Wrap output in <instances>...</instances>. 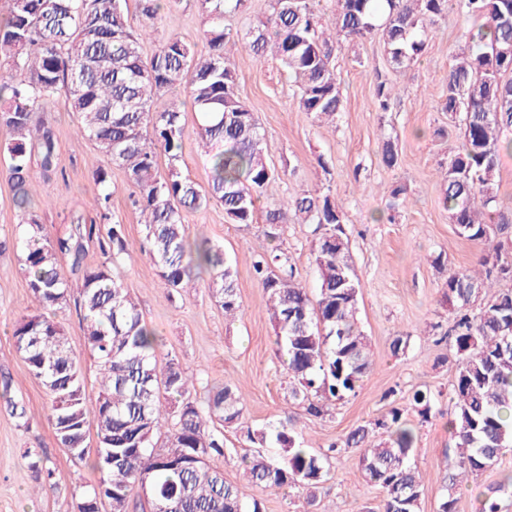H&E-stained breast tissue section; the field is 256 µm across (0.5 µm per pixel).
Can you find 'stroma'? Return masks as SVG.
I'll return each instance as SVG.
<instances>
[{
  "mask_svg": "<svg viewBox=\"0 0 512 512\" xmlns=\"http://www.w3.org/2000/svg\"><path fill=\"white\" fill-rule=\"evenodd\" d=\"M472 20L449 12L435 28L424 55L408 69L393 67L379 35L351 43L339 42L335 64L343 110L331 126H320L293 107V87L277 62H261L235 47L226 52L235 64L239 93L255 113L264 132L269 160L281 181L270 205L283 206L296 195L331 191L344 206L346 232L360 282L358 318L371 342L373 368L355 395L313 418L288 401L289 376L280 362L275 336L265 313L267 295L252 275L256 252L270 248L264 224H230L221 204L189 213V239L207 238L221 245L238 272L242 312L235 319L208 289V276L194 287L174 293L166 288L158 269L143 251L139 215L131 205L133 192L123 170L77 134V121L57 94L36 115L56 138L55 168L43 172L39 154H32L30 170L36 185L35 208L49 240L67 235L74 224L96 216L93 198L96 169L107 170L112 186V216L125 227L129 258L117 260L113 271L139 304L144 320L158 334L160 359H175L197 380V391L229 383L243 394L244 429L224 431V453L213 460L227 481L245 499L261 500L264 512H362L377 507L380 491L366 481L353 449L344 447L349 431L375 422L391 408L406 410L418 440L412 460L421 473L420 512H436L445 492L444 451L453 447L446 422L453 410L448 398L458 355L454 340L438 341L435 325H447L448 301L442 284L449 271L474 269L484 252L479 242L460 238L441 205L443 183L439 164L449 149L459 146L458 130L441 110V96L460 28ZM205 27L197 0H181L161 12L144 45L152 51L170 36L205 49ZM395 85L398 97L392 111L376 107L379 83ZM176 99L187 129L178 167L184 175L206 183L205 158L194 133L196 115L186 93ZM447 137H438V130ZM392 139L399 164L382 162L384 139ZM405 186L399 202H392L394 186ZM18 223L10 186L0 175V512H78L85 494L98 479L90 460L73 458L57 442L49 422L50 404L43 388L29 375L16 352L13 329L21 316L36 313L38 304L10 249ZM279 244L288 253L297 280L316 293L317 276L311 266L313 225L293 217L279 230ZM70 345L80 355L87 403H95L99 383L90 358L81 319L75 307L57 313ZM407 347L392 355L395 337ZM433 393L429 417L412 409L416 390ZM25 407L29 424H22L13 405ZM292 415L296 438L315 453H329L327 475L315 507L304 492L288 487L262 488L243 475L242 458L253 445L246 429L259 430ZM54 470L45 479L36 461ZM512 472V451L498 464L469 477L456 491L457 512H478L483 498L498 500L502 512H512V484L502 475Z\"/></svg>",
  "mask_w": 512,
  "mask_h": 512,
  "instance_id": "35a3bbf8",
  "label": "stroma"
}]
</instances>
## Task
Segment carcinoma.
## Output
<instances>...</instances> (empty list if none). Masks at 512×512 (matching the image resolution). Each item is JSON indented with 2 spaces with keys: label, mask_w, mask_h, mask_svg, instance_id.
<instances>
[{
  "label": "carcinoma",
  "mask_w": 512,
  "mask_h": 512,
  "mask_svg": "<svg viewBox=\"0 0 512 512\" xmlns=\"http://www.w3.org/2000/svg\"><path fill=\"white\" fill-rule=\"evenodd\" d=\"M205 16L208 53L173 37L144 55L142 35L129 23L127 0H10L0 23V150L21 231L13 243L28 286L39 306L55 312L78 305L91 356L98 367L100 393L94 407L85 397L80 357L58 322L42 313L21 317L14 347L50 401L49 419L59 444L87 454L95 431L97 483L84 500L106 498L110 512H129L131 495L149 474L151 512H262L261 503L243 501L236 485L209 459L224 455V428L237 424L243 397L226 383L200 399L173 359L161 361L156 337L137 303L108 263L84 267L85 243L95 241L111 259L127 254L124 225L110 223L112 188L107 172L96 173V208L101 223L76 224L51 243L43 234L34 198L30 157L37 149L50 171L57 144L35 112L59 90L77 118L78 135L92 142L122 169L138 198L144 252L167 288L180 292L197 272L209 275V290L227 318L241 309L237 271L222 247L204 238L187 240L185 212L218 201L231 224H255L257 216L276 230L288 211L316 225L311 259L318 276L315 295L295 279L279 246L254 256L252 270L268 295L283 366L292 379L288 398L306 415L319 418L329 406L356 393L372 369L370 341L359 326V279L346 235L345 212L329 193H304L284 208L259 211L280 175L267 158L265 133L238 94L235 64L224 53L238 44L256 60L272 58L287 71L297 110L318 124H331L341 111L336 77V43L357 42L378 32L390 62L408 68L422 57L438 22L450 11L484 22L461 34L452 55L441 110L458 122L461 145L440 163L443 206L456 234L469 241L512 236V211L497 209L502 152L512 153V0H335L332 17L322 20L320 0H268V15L247 30L225 23L245 0H197ZM143 29L153 27L162 6L180 0H139ZM186 92L200 121L196 131L207 156V187L183 176L177 162L185 139L183 113L162 97ZM167 157L165 170L159 155ZM69 259L65 271L60 257ZM484 273L457 270L443 288L452 307L447 336L459 354L448 430L455 451L445 452L451 470L448 494L439 512H455L458 480L497 463L512 448V289L491 297L494 281H512V254L497 244L482 255ZM413 405L426 418L429 391L414 392ZM288 415L272 426L279 451L260 449L243 456L251 482L265 488H294L316 503L327 473L328 455L296 440ZM370 429L350 431L344 447L358 451L365 478L382 500L366 512H419L422 483L410 463L417 441L404 410L391 409ZM268 433L246 430L264 445ZM165 436L168 449L156 448ZM206 455V461L195 459ZM112 457L107 461L106 457Z\"/></svg>",
  "instance_id": "obj_1"
}]
</instances>
